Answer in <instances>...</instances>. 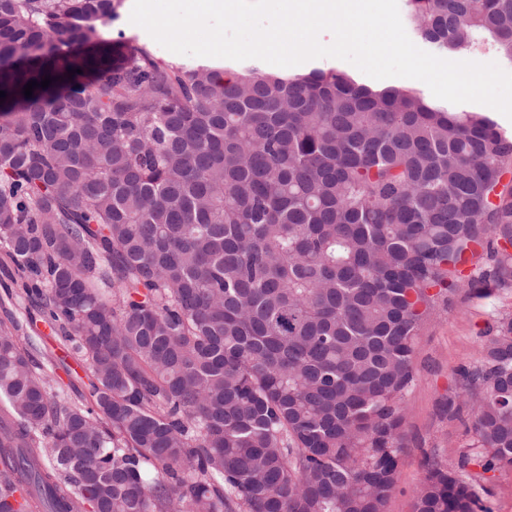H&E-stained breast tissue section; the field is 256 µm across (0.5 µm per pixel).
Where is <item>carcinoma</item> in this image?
<instances>
[{
  "mask_svg": "<svg viewBox=\"0 0 512 512\" xmlns=\"http://www.w3.org/2000/svg\"><path fill=\"white\" fill-rule=\"evenodd\" d=\"M409 2L512 60V0ZM120 4L0 0V243L87 369L75 402L0 331V512H386L415 340L466 254L512 285V135L343 72L222 82L106 37ZM459 376L470 439L412 512L512 470V318Z\"/></svg>",
  "mask_w": 512,
  "mask_h": 512,
  "instance_id": "carcinoma-1",
  "label": "carcinoma"
}]
</instances>
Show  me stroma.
I'll return each mask as SVG.
<instances>
[{
	"label": "stroma",
	"instance_id": "1",
	"mask_svg": "<svg viewBox=\"0 0 512 512\" xmlns=\"http://www.w3.org/2000/svg\"><path fill=\"white\" fill-rule=\"evenodd\" d=\"M493 264L492 249H485L470 265L471 285L440 301L417 339L416 381L405 401V462L387 512H411L425 458L453 461L468 441V416L449 419L446 403L454 397L474 401L457 370L479 362L488 331L497 318L512 317V287L492 288L487 297L480 293L489 286ZM25 284L16 264L0 247V329L20 321L23 334L38 340L44 357L53 361L55 376L63 387L71 396H79L85 390V372L54 337L39 305L26 296Z\"/></svg>",
	"mask_w": 512,
	"mask_h": 512
}]
</instances>
